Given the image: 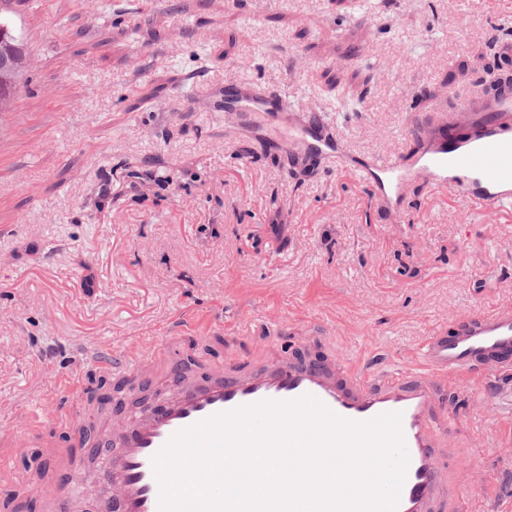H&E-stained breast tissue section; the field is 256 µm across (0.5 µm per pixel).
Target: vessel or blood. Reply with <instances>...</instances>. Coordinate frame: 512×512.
I'll use <instances>...</instances> for the list:
<instances>
[{
    "label": "vessel or blood",
    "instance_id": "vessel-or-blood-1",
    "mask_svg": "<svg viewBox=\"0 0 512 512\" xmlns=\"http://www.w3.org/2000/svg\"><path fill=\"white\" fill-rule=\"evenodd\" d=\"M226 104L242 112H279L288 101L278 93L234 90ZM427 145L413 157L354 160L331 132L309 123L282 143L341 162L353 169L376 200L399 203L403 189L422 179L452 188L467 206L512 207V88L486 108L450 121L441 116L423 131ZM422 370L403 375L331 368L324 362L282 357L257 372L228 367L223 379L180 389L176 399L151 405L138 418L121 419L119 446L101 470L72 463V481L103 486L99 512H160L161 485L154 456L179 431L219 414L263 401L292 402L310 396L342 419L367 423L396 413L409 457L396 512H461L460 490L451 476L455 454L448 446L439 376L474 374L489 363L512 362V306L498 307L457 325L452 335L430 336Z\"/></svg>",
    "mask_w": 512,
    "mask_h": 512
}]
</instances>
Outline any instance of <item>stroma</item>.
<instances>
[{
	"instance_id": "obj_1",
	"label": "stroma",
	"mask_w": 512,
	"mask_h": 512,
	"mask_svg": "<svg viewBox=\"0 0 512 512\" xmlns=\"http://www.w3.org/2000/svg\"><path fill=\"white\" fill-rule=\"evenodd\" d=\"M29 68L0 118V433L18 512L67 446L62 374L112 402L90 350L148 337L255 370L283 354L417 367L432 334L512 306V210L418 180L388 209L339 163L279 146L287 121L224 110V87L311 101L347 151L404 155L482 95L512 0H8ZM449 379L466 512H512V364Z\"/></svg>"
}]
</instances>
